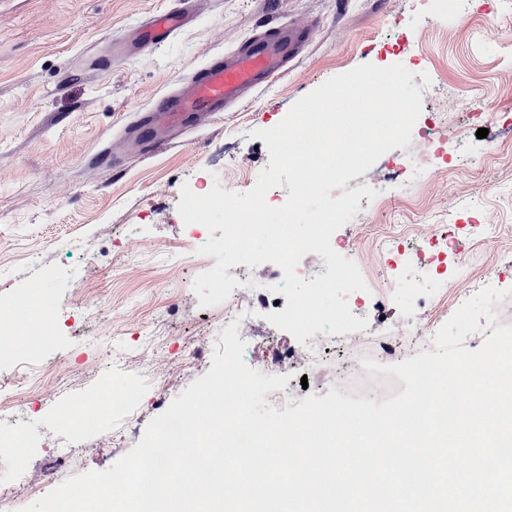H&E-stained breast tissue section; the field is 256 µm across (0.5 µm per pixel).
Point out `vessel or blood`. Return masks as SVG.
<instances>
[{
	"mask_svg": "<svg viewBox=\"0 0 512 512\" xmlns=\"http://www.w3.org/2000/svg\"><path fill=\"white\" fill-rule=\"evenodd\" d=\"M195 14L193 0H177L176 7L149 15L143 22L150 44H157L188 26ZM309 29L281 23L271 34L248 39L234 52L210 58L186 91L154 98L146 116L145 151L181 138L191 127L211 124L221 112L288 71L310 42Z\"/></svg>",
	"mask_w": 512,
	"mask_h": 512,
	"instance_id": "obj_1",
	"label": "vessel or blood"
}]
</instances>
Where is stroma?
<instances>
[{
    "label": "stroma",
    "mask_w": 512,
    "mask_h": 512,
    "mask_svg": "<svg viewBox=\"0 0 512 512\" xmlns=\"http://www.w3.org/2000/svg\"><path fill=\"white\" fill-rule=\"evenodd\" d=\"M173 0H0V299H14L28 288L50 295L66 323L40 366L73 374L75 386L90 396L100 384L116 391L143 388L137 415L147 428L158 411L150 402L160 392L178 397L211 367L215 342L192 371L178 359L187 342L208 337L224 315L223 305L200 306L193 283L212 269L214 257L171 265L167 256L183 245L185 227L178 211L182 186L199 191L220 183L245 192L269 162L254 131L277 125L299 99L331 77L370 63L412 67L414 56L387 54L383 40L396 31L428 29L421 52L426 76H414L423 107L442 104L449 116L440 134L462 153L479 146L478 127L500 131L501 113H512L500 81L512 71V10L484 11L482 0H197L194 22L160 47L132 52L102 67L111 40L138 27L149 14L172 7ZM289 20L311 26V43L288 73L225 112L185 142L139 153L124 133L136 115L160 93L191 77L206 60L237 48L247 38ZM465 28L448 41L447 31ZM481 85L484 125L452 87ZM107 151L122 166L100 167L92 154ZM494 211L498 227L487 238L483 225L470 221V200ZM456 219L461 250L485 245L486 264L475 266L469 286L488 279L512 285V148L487 157L477 167H461L430 181L412 197L394 196L378 210L358 212L338 228L353 246L351 260L374 252L375 242L422 221ZM95 297L100 315L87 317L83 299ZM365 330L339 335L333 359L308 356L296 341L256 316L243 328L253 362L269 342L280 339L295 351L285 371L298 398L326 396L330 389L382 402L404 390L395 376L370 374L377 334L403 332L415 318L409 300L395 295L386 313L362 312ZM154 329L164 347L157 371L143 364L144 346L136 334ZM97 337L88 345V337ZM41 408L0 420V438L24 442V454L0 447V488L15 485L17 470L36 477L56 463L75 434L64 420L69 391L38 377ZM126 416L107 412L82 434L70 475L104 471L134 446L124 437ZM38 481L25 496L30 506L51 491Z\"/></svg>",
    "instance_id": "obj_1"
}]
</instances>
